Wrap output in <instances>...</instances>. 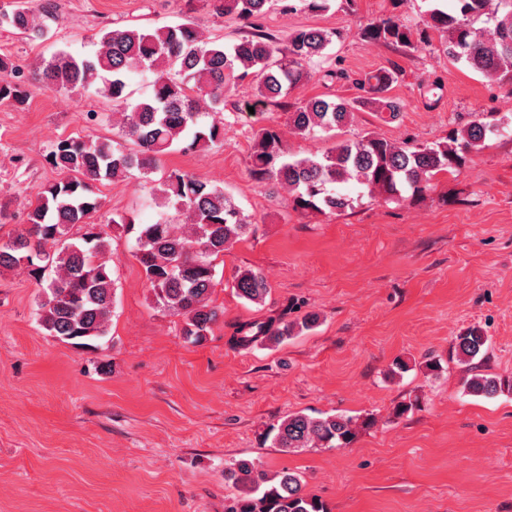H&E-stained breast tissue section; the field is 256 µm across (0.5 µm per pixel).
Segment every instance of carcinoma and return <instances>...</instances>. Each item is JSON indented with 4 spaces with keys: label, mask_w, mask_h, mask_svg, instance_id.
<instances>
[{
    "label": "carcinoma",
    "mask_w": 512,
    "mask_h": 512,
    "mask_svg": "<svg viewBox=\"0 0 512 512\" xmlns=\"http://www.w3.org/2000/svg\"><path fill=\"white\" fill-rule=\"evenodd\" d=\"M302 2L311 12H324L330 0H203L219 15H233L246 34L224 47L220 38L204 37L191 17L151 31L115 29L101 34L96 49L87 54L61 50L42 62L40 82L62 94L93 93L112 103L121 115L117 139L76 136L58 141L47 160L60 178L40 186L26 208L25 223L0 242V272L25 266L35 279L40 325L48 335L84 348L109 334L115 304L112 279L111 236L97 222L101 200L95 182L122 181L137 171L148 190L165 207L189 217V227L172 223L160 214L152 224H132L116 215L112 224L137 230L135 257L145 273L156 307L184 320L183 336L201 343L219 317L211 305L218 285L215 260L224 249L251 230L243 212L224 189L194 174L173 169L159 181L149 178L160 156L178 149L199 152L224 139V94L246 79L254 85L257 102L284 108L288 125L309 136L331 131L350 122L362 109L387 112L396 118L405 108L398 98L385 95L394 80L390 70H379L355 82L361 95L352 99L321 97L287 103L288 90L309 81L323 69L326 49L337 31L299 28L285 42L262 29L273 6L284 12ZM453 8L432 0L421 40L427 29L440 33L439 50L492 81L512 83V0H452ZM0 30L44 39L48 30L23 5L0 6ZM364 37L395 48L413 46L411 28L395 17L362 28ZM16 66L0 57V101L22 106L30 98L28 85L14 79ZM149 81L146 97L133 96L131 80ZM493 126L473 120L456 129L447 140L432 144L397 145L367 133L346 140L321 155L284 158L277 131L261 127L252 147L251 175L255 181H275L293 192L294 209L338 213L354 207L366 194L400 198L423 193L431 179L462 162L465 152L482 146ZM355 182L357 196L340 189ZM231 288L237 297L260 303L268 293L265 277L241 270ZM319 321L308 314L301 321L247 324L235 343L257 341L279 344L309 330ZM488 339L481 328L470 326L453 343L457 360L466 366L464 390L472 396L493 398L512 394V378L485 374L478 357ZM355 418L334 414L313 418L292 413L270 426L265 437L275 448H345L356 436ZM225 480L244 487L226 506V512H327L316 497L306 495L300 477L289 471L270 474L249 460H240Z\"/></svg>",
    "instance_id": "obj_1"
}]
</instances>
